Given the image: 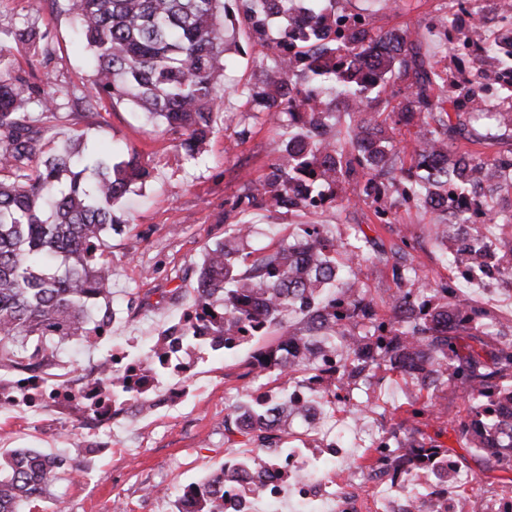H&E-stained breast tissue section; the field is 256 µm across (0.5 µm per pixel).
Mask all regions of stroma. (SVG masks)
<instances>
[{
  "label": "stroma",
  "instance_id": "1",
  "mask_svg": "<svg viewBox=\"0 0 512 512\" xmlns=\"http://www.w3.org/2000/svg\"><path fill=\"white\" fill-rule=\"evenodd\" d=\"M29 3L0 0V29L26 20L35 23L51 33L55 52L45 65L26 49H15L16 69L37 80L50 78L64 88L87 85L91 72L71 43L73 17L64 0H42L36 15L31 14ZM453 8L452 0H398L393 7L387 0H336L337 11L363 12L380 31L413 29L424 17ZM224 34L231 44V63L224 75L223 110L198 160H185L176 148L175 134L149 124L127 104L115 107L101 101L98 117L85 128L89 142L137 150L154 171L153 181L124 199L129 222L111 241L117 272L112 284L114 346L146 345L174 324L194 299L206 250L223 239L227 225L241 222L252 226L246 250L258 253L283 241H296L301 226L313 221L330 225L339 236L348 235L351 225H361L370 240L367 259L358 262L361 283L378 302L382 316H389L388 304L399 288L393 268L411 256L420 266L421 277L451 283L459 299L484 307L490 316L512 319V291L495 296L461 278L435 243L433 216L423 208L396 205L388 197L375 205L358 203L350 185L339 190L338 201L314 214L238 208V200L256 191L264 180L283 147L285 131L264 116L254 115L243 94L245 87L269 71L271 59L243 24L239 0L224 2ZM242 129L247 132L243 138L238 135ZM381 208L387 210V217L378 216ZM173 289L179 292L174 299L169 296ZM276 340L271 332L231 353L189 349L195 361L192 378L170 373L160 384L164 390L184 389L183 399L158 413L120 420L102 436V452L82 457L81 476L55 485L67 512H174L173 500L164 496V488L196 482L232 456L253 454L254 446L225 440L224 416L232 404L257 389L247 375L255 348ZM425 400L420 387L381 368L372 394L356 390L349 400L337 401L336 428L351 436L336 460L337 474L354 468L363 458L376 456V449L359 440L361 426L374 422L390 429L403 421L436 444L449 447L451 459L467 468L470 480L451 483L454 493L474 498L499 488L498 472H482L451 429L453 422L466 417L471 406L468 395L440 391L431 409L425 408ZM84 434V427L76 423L60 426L50 420L37 427L18 411H0V453L19 446L54 452L72 447Z\"/></svg>",
  "mask_w": 512,
  "mask_h": 512
}]
</instances>
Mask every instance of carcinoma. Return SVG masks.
<instances>
[{
    "label": "carcinoma",
    "mask_w": 512,
    "mask_h": 512,
    "mask_svg": "<svg viewBox=\"0 0 512 512\" xmlns=\"http://www.w3.org/2000/svg\"><path fill=\"white\" fill-rule=\"evenodd\" d=\"M75 15L74 41L83 47L92 80L69 93L70 111L61 109V90L51 79L34 83L13 71L12 50L22 46L48 62L54 46L48 33L29 23L17 25L0 38V368L24 367L34 359L53 371L63 352L77 342L91 343L112 324L111 245L108 239L127 223L122 199L152 178L138 152L117 155L112 149L82 148L84 132L57 140L46 121L65 118L77 125L95 114L97 104H134L155 126L180 135L179 147L188 161L205 149L221 112L224 54L228 51L224 0H69ZM333 0H244V20L257 42L268 41L269 20H288V58L264 80L247 89L254 110L283 123L288 136L281 153L247 205L268 211L316 209L336 188L362 184L358 199L367 202L383 191L398 190L403 205L417 202L432 211L455 216L436 228L440 242H457V252L484 274L508 273L503 253L483 242L484 234L468 211L497 223L491 195L501 184H512V152L484 157L453 148L464 139L494 142L497 130L512 128V83L503 86L508 106L494 114L496 125L473 134L470 121L484 110L491 75L478 63L470 76L450 82L431 61L426 41L448 33L453 13L434 16L415 34L392 29L375 31L362 15L352 16L363 30L348 34L337 26ZM309 12L313 23L303 29L298 15ZM482 48L470 52L468 41L457 49L479 58L489 54L499 70L512 69V15ZM406 83L405 92L389 112L372 110L380 89L390 81ZM344 105L351 114L346 140L336 128V112ZM415 128L418 148L414 165L425 172L400 187L382 182L396 166L389 120ZM251 227L232 224L224 240L205 253L194 301L173 328L185 342L200 328H209L219 349L232 350L244 337L263 336L279 328L280 338L302 346L289 357L281 343L259 349L249 373L287 376L321 368L323 351L345 356L342 382L349 386L384 365L427 391H435L455 359L452 379L469 389L475 401L457 431L486 469L512 471V459L499 456L489 435L485 402L512 395V327L501 326L500 347L477 350L488 313L481 307L450 299L451 288H438L441 300L427 295L421 283L392 302L393 319L379 321L373 300L360 288V273L349 271L348 295L325 303L321 291L341 277L342 254L357 257L369 240L354 229L346 240L323 224H307L295 244L282 243L255 259L242 244ZM263 295L268 305L258 308ZM300 308L305 326L285 323L283 314ZM162 338L144 352L158 364ZM157 376L130 385L112 382L118 401H147ZM299 408L288 399L261 405L252 399L224 418V437L247 438L260 448H282L288 418ZM449 449L423 440L404 455L379 467L409 475ZM80 469V449L45 453L20 448L0 459V512H32V505L51 494L61 475ZM236 479L221 467L204 479L207 490L196 512H224V487Z\"/></svg>",
    "instance_id": "cac0c4a2"
}]
</instances>
